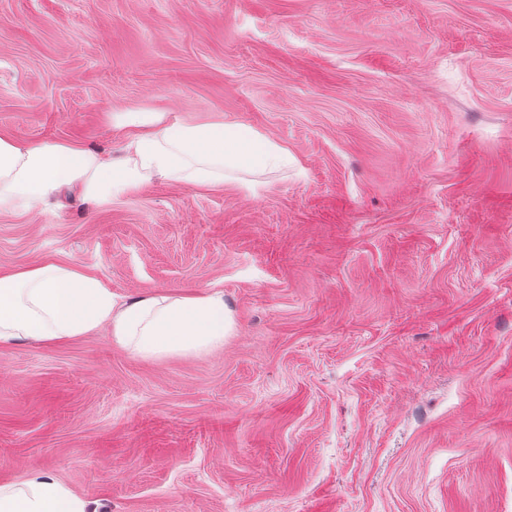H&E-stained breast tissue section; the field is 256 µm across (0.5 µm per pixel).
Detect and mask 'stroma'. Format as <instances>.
I'll use <instances>...</instances> for the list:
<instances>
[{"label":"stroma","instance_id":"1","mask_svg":"<svg viewBox=\"0 0 512 512\" xmlns=\"http://www.w3.org/2000/svg\"><path fill=\"white\" fill-rule=\"evenodd\" d=\"M246 123L258 194L156 180L0 211V271L222 290L235 331L0 348V482L101 512H512V0H0V134L120 155Z\"/></svg>","mask_w":512,"mask_h":512}]
</instances>
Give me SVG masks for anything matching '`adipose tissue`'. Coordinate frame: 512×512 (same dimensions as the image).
Here are the masks:
<instances>
[{
    "mask_svg": "<svg viewBox=\"0 0 512 512\" xmlns=\"http://www.w3.org/2000/svg\"><path fill=\"white\" fill-rule=\"evenodd\" d=\"M120 157L67 141L20 143L0 135V209L40 213L63 188L105 204L164 178L194 187L223 185L241 172L240 187L256 193L252 173L288 167L287 147L246 124H197L158 110L125 113ZM108 329L115 345L145 359L200 356L223 346L235 323L220 292L152 295L121 301L94 272L39 262L0 272V347L25 341L61 343ZM0 512H90L89 502L54 473L0 483Z\"/></svg>",
    "mask_w": 512,
    "mask_h": 512,
    "instance_id": "ef3b65f1",
    "label": "adipose tissue"
}]
</instances>
